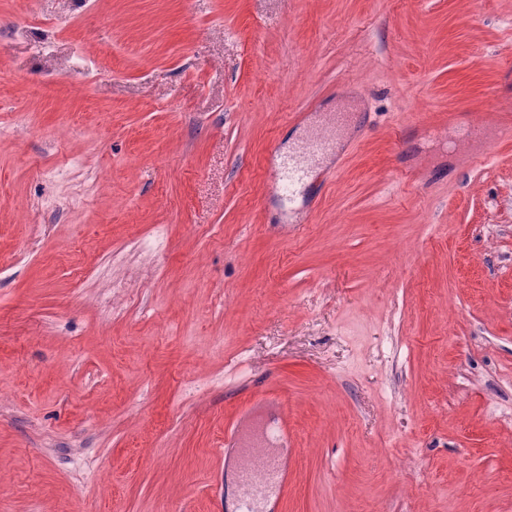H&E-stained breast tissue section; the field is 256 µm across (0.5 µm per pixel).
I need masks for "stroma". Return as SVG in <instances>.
<instances>
[{
    "instance_id": "obj_1",
    "label": "stroma",
    "mask_w": 512,
    "mask_h": 512,
    "mask_svg": "<svg viewBox=\"0 0 512 512\" xmlns=\"http://www.w3.org/2000/svg\"><path fill=\"white\" fill-rule=\"evenodd\" d=\"M494 95L512 0H0V512H229L274 420L276 512H512ZM334 134H316L310 137L297 152L282 162L281 182L288 181L290 192L305 190L308 182L317 177L321 161L335 150Z\"/></svg>"
}]
</instances>
